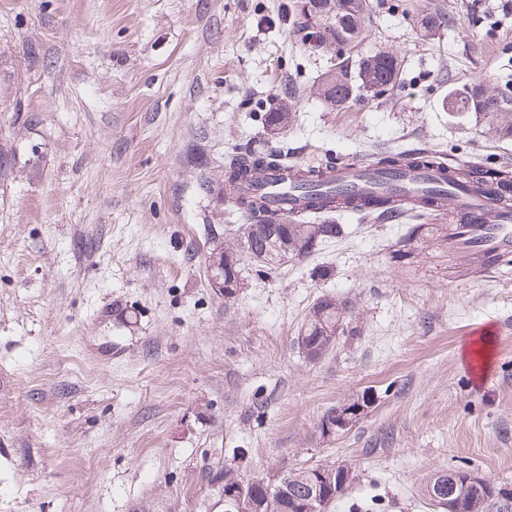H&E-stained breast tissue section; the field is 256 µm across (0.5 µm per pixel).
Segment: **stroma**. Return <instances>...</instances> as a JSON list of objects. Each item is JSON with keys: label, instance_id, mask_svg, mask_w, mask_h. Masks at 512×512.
<instances>
[{"label": "stroma", "instance_id": "35a3bbf8", "mask_svg": "<svg viewBox=\"0 0 512 512\" xmlns=\"http://www.w3.org/2000/svg\"><path fill=\"white\" fill-rule=\"evenodd\" d=\"M291 2L0 0V512H223L204 480L220 461L265 479L352 465L327 512H434L419 491L451 467L512 485V264L430 237L399 259L400 223L332 213L341 237L271 276L241 256L228 302L203 231L225 158L278 106L302 165L426 148L512 170V141L443 105L512 83V11L371 0L340 53L302 42ZM376 52L399 62L393 87L319 96L331 65ZM326 294L360 334L311 362L293 339ZM483 330L484 373L465 356ZM366 390L372 412L322 438L320 416Z\"/></svg>", "mask_w": 512, "mask_h": 512}]
</instances>
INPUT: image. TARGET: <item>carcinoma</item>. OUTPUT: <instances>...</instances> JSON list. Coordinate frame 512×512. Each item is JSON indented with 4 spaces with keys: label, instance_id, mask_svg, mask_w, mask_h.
<instances>
[{
    "label": "carcinoma",
    "instance_id": "1",
    "mask_svg": "<svg viewBox=\"0 0 512 512\" xmlns=\"http://www.w3.org/2000/svg\"><path fill=\"white\" fill-rule=\"evenodd\" d=\"M332 14L335 22L329 29L319 30L311 18ZM370 0H306L293 16V27L303 33L304 41L320 48L329 36L335 42L352 44L362 40L369 21ZM399 72L397 58L389 53L378 52L362 59L357 79H352L341 64L328 70L320 86V96L335 106L347 103L362 91L375 87L392 86ZM448 101L458 105L457 114H469L484 125L485 133L499 139L512 140V95L505 98L500 94H488L481 85L474 84L463 90H452ZM263 120L272 131H281L291 122L287 112H266ZM288 151L285 147H240L233 153L225 167L224 179L229 194L218 197L220 204H228L240 213L246 223L237 227L239 244L250 259L257 264V272L268 275L292 259L304 258L315 252L323 243L341 235L339 224H320L313 212H333L337 208L352 205L362 215L374 214L382 220L393 218L394 207L390 205V191L383 187L375 197L358 199L352 192L327 191L321 188L319 174L330 167L334 160L301 168L295 173L299 194L307 201L302 215H288L267 208L263 199L246 192L245 186L255 182V176L277 169L286 162ZM370 168L385 180H390L408 168L431 167L436 160L431 155L414 156L410 153L380 154L369 160ZM451 185L486 189L499 200L512 198V173L502 169H485L475 163L464 164L452 170L448 179ZM204 233L213 242L210 252V266L224 268V280L234 279L233 291L224 300L234 299L241 288V269L237 250L223 246V229L220 224L204 225ZM442 235L448 240L444 228L438 224L408 225L407 232L398 242L397 254L408 255L412 246L422 235ZM354 307L344 299L324 295L317 299L306 312L294 344L299 353L309 361H318L332 350L341 338L355 335L350 328ZM465 468L451 469L458 477L456 495L462 497L463 512H493L495 500L502 485L491 480L485 485L473 488L465 484ZM324 475L327 486L331 487V498H340L356 480L355 469L348 466L341 471L334 465L316 467H291L277 480L250 479L256 499L252 501L255 512H304L308 487L315 483L318 475ZM245 478L237 474L232 464L218 465L209 470L211 486L224 494V512H238L236 501L228 491Z\"/></svg>",
    "mask_w": 512,
    "mask_h": 512
}]
</instances>
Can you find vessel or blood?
Instances as JSON below:
<instances>
[{
  "label": "vessel or blood",
  "instance_id": "b4317fda",
  "mask_svg": "<svg viewBox=\"0 0 512 512\" xmlns=\"http://www.w3.org/2000/svg\"><path fill=\"white\" fill-rule=\"evenodd\" d=\"M324 178L328 186H343L371 194L379 178L360 162L339 160L327 170ZM437 173L428 170H416L403 173L394 180L392 190L398 207H407L411 193L419 185L438 184ZM261 189L270 195L272 203L289 211L300 210L303 202L297 198L292 186L281 173L265 174L260 182ZM457 210L465 211L470 216L468 235L476 239L480 249L497 255L512 248V205L501 203L491 197L474 193L466 187L452 190Z\"/></svg>",
  "mask_w": 512,
  "mask_h": 512
}]
</instances>
